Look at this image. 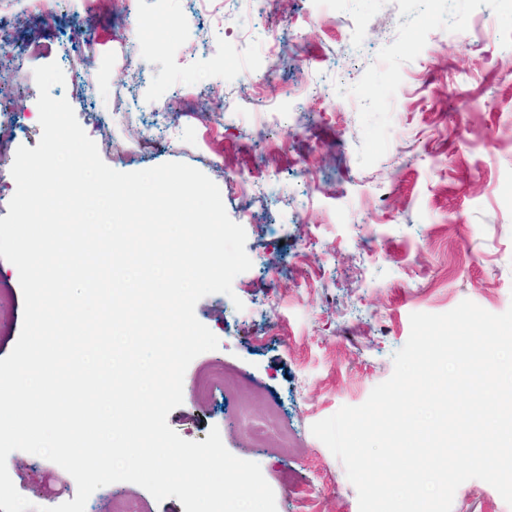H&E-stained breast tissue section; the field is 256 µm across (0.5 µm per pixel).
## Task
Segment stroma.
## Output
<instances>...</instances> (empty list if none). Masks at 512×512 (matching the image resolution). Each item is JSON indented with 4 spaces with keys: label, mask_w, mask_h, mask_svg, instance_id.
<instances>
[{
    "label": "stroma",
    "mask_w": 512,
    "mask_h": 512,
    "mask_svg": "<svg viewBox=\"0 0 512 512\" xmlns=\"http://www.w3.org/2000/svg\"><path fill=\"white\" fill-rule=\"evenodd\" d=\"M14 10L0 36L20 60L0 69V108L18 118L0 131V217L17 148L41 138L33 70L58 63L65 82L51 94L109 167L189 164L246 231L251 268L232 295L196 305L219 347L188 366L169 426L191 441L218 427L229 452L259 463L277 512H359L311 425L392 375L411 314L466 299L494 314L512 307V0H224L220 19L200 0H56L49 21ZM462 24L465 42L453 35ZM276 35L285 50L274 57ZM23 311L18 270L0 258V358ZM225 365L259 394L246 410L199 392ZM272 408L280 432L254 447L249 427ZM7 469L35 506L76 495L39 456L12 452ZM131 501L184 512L130 482L99 488L85 512ZM452 512L512 506L470 479Z\"/></svg>",
    "instance_id": "35a3bbf8"
}]
</instances>
